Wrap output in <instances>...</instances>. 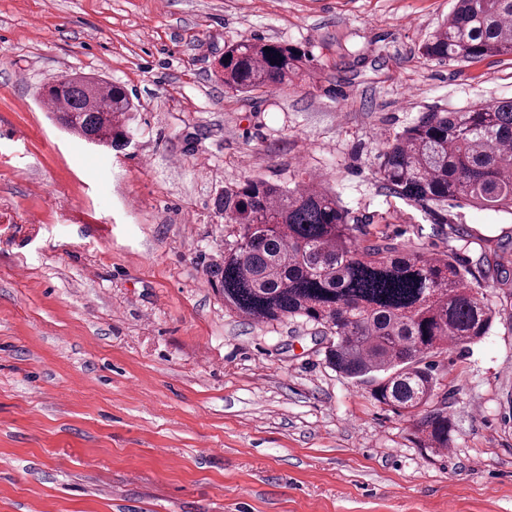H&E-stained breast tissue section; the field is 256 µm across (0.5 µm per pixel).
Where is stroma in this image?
I'll return each mask as SVG.
<instances>
[{"mask_svg": "<svg viewBox=\"0 0 512 512\" xmlns=\"http://www.w3.org/2000/svg\"><path fill=\"white\" fill-rule=\"evenodd\" d=\"M455 0H0V512H512V215L421 205L379 175L424 112L512 98V55L439 63ZM260 38L311 76L225 89ZM123 86L133 142L42 104L71 72ZM325 179L359 234L462 262L496 311L435 355L449 448L336 372L301 318L228 310L218 199Z\"/></svg>", "mask_w": 512, "mask_h": 512, "instance_id": "stroma-1", "label": "stroma"}]
</instances>
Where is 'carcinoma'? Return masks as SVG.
<instances>
[{
    "mask_svg": "<svg viewBox=\"0 0 512 512\" xmlns=\"http://www.w3.org/2000/svg\"><path fill=\"white\" fill-rule=\"evenodd\" d=\"M422 54L438 62L512 54V0H457ZM308 63L297 46L256 39L225 47L219 60L224 87L240 93L303 81ZM45 97L81 140L129 143L134 105L124 87L67 75ZM379 175L407 201L464 199L512 215V99L423 113L387 142ZM221 207L234 237L212 271L224 306L258 322L313 323L329 365L378 403L418 418L419 447H448V394L427 358L479 341L496 316L469 271L448 255L357 237L336 194L311 176L292 188L247 179L224 190Z\"/></svg>",
    "mask_w": 512,
    "mask_h": 512,
    "instance_id": "1",
    "label": "carcinoma"
}]
</instances>
